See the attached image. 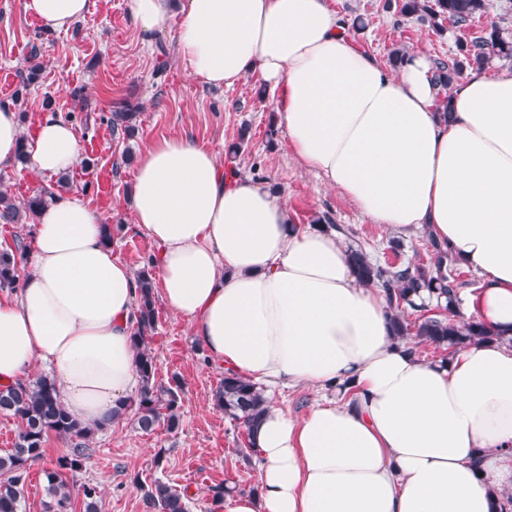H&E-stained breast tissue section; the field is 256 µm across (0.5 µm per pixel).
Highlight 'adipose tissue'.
I'll return each instance as SVG.
<instances>
[{
  "mask_svg": "<svg viewBox=\"0 0 512 512\" xmlns=\"http://www.w3.org/2000/svg\"><path fill=\"white\" fill-rule=\"evenodd\" d=\"M91 0H23L63 31ZM142 33L174 31L209 87L249 76L297 162L370 223L448 243L480 286L473 318L497 333L426 362L392 334L377 286L357 280L325 225H293L286 203L186 136L149 143L130 209L155 243L153 277L209 358L274 392L318 398L303 418L269 407L253 430L258 490L224 512H496L512 489V66L474 68L438 102L435 66L407 53L390 73L354 45L329 0H128ZM26 144L41 176L71 170V124L23 138L0 105V168ZM28 270L0 300V386L51 365L57 395L89 428L111 427L141 387L131 334L137 279L113 256L105 219L77 189L39 211Z\"/></svg>",
  "mask_w": 512,
  "mask_h": 512,
  "instance_id": "ef3b65f1",
  "label": "adipose tissue"
}]
</instances>
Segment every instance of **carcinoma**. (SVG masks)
<instances>
[{"label":"carcinoma","mask_w":512,"mask_h":512,"mask_svg":"<svg viewBox=\"0 0 512 512\" xmlns=\"http://www.w3.org/2000/svg\"><path fill=\"white\" fill-rule=\"evenodd\" d=\"M485 12V0H403L401 7L402 14L426 16L436 28L440 19L458 28L467 27ZM457 49L456 56L435 62L436 82L444 93L441 105L445 109L448 108L450 86L465 69L483 66L495 58L512 63V29L490 20L484 35L469 44L457 43ZM38 56L39 50L32 47L29 55L31 65L22 78L24 90L42 71V66L36 63ZM141 109V104L131 99L114 103L107 119L112 132H120L126 138L134 137L138 131ZM51 195L52 192L45 189L17 204L9 195V190H0V224H18L22 220L36 218ZM428 243L433 253L428 265L421 261H410L398 267L386 268L370 259L361 246L350 250L358 281L383 288L392 312L394 335L403 339L409 334L404 312L410 307L421 312L414 333L418 346L431 345L452 353L475 342L496 339V334L482 323L456 318L459 272L448 264L452 260L451 250L432 238ZM24 249L25 246L17 243L0 250V288H18ZM137 282V317L132 344L142 386L136 400L125 407L120 416L130 415L131 423L144 433L155 430L162 423L167 429L174 430L180 421V385H165L156 380L155 357L148 348V339L155 330L157 312L154 281L148 267H143L137 273ZM424 293L436 299L437 306L444 307V312L425 314L426 307L417 303ZM214 401L248 437L269 407L260 387L228 371L215 390ZM0 412L20 422L14 448L0 456V512H20L27 470L31 463L42 458L43 444L51 433L70 440L72 447L68 454L58 457L50 467L44 469L47 496L44 509L45 512H71L72 494L66 475L82 471L90 461L92 449L89 442L95 430L72 418L57 397L53 379L46 375L1 388ZM237 490V486L223 483L211 487L210 512H220L224 496ZM77 492L83 499L84 512H99L101 491L98 485L84 482ZM144 495L147 507L153 512H189L191 496L186 489L181 490L156 479L144 490Z\"/></svg>","instance_id":"obj_1"}]
</instances>
